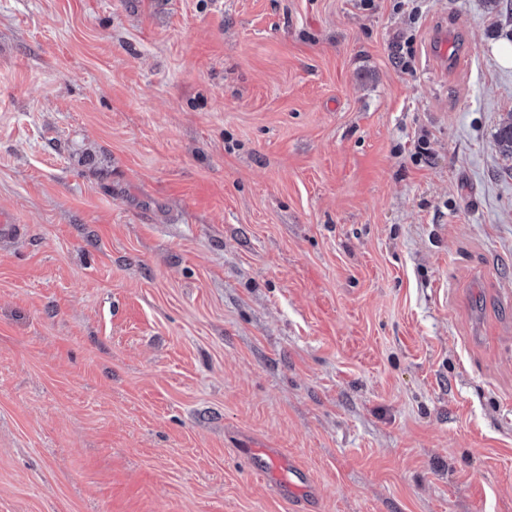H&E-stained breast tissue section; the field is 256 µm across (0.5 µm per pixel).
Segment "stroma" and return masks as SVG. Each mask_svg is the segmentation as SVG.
I'll list each match as a JSON object with an SVG mask.
<instances>
[{"label": "stroma", "mask_w": 512, "mask_h": 512, "mask_svg": "<svg viewBox=\"0 0 512 512\" xmlns=\"http://www.w3.org/2000/svg\"><path fill=\"white\" fill-rule=\"evenodd\" d=\"M448 40V55L437 45ZM501 0H0V512H512ZM262 453L279 472H288V475L280 476L277 482V489L282 498L288 501L304 492H310V482L306 473L292 467L280 448H264Z\"/></svg>", "instance_id": "stroma-1"}]
</instances>
